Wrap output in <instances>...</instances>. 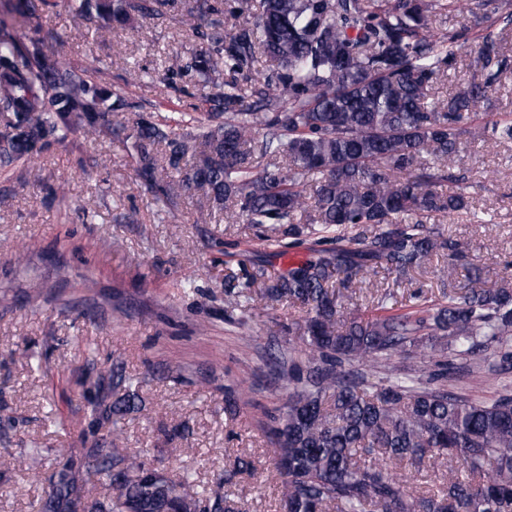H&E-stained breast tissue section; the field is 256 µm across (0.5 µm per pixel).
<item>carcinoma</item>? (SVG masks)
I'll return each mask as SVG.
<instances>
[{
  "label": "carcinoma",
  "instance_id": "1",
  "mask_svg": "<svg viewBox=\"0 0 512 512\" xmlns=\"http://www.w3.org/2000/svg\"><path fill=\"white\" fill-rule=\"evenodd\" d=\"M50 0H15L9 12L35 22ZM75 13L107 34L181 0H72ZM463 0H262L253 25L224 31L219 21L199 33L200 46L174 69L212 79L224 68L249 70L257 56L270 72L246 95L233 80L215 83L203 107L172 123L140 113L123 120L130 104L100 80L101 69L62 66L48 31L28 41L0 20V164H28L54 144L81 132L89 138L116 125L131 142L136 171L165 204L202 191L210 208L198 222L220 215L270 231L300 236L334 232L321 249L286 273L262 282L275 303L298 306L304 322L281 329L300 333L307 365L275 356L270 363L288 397L270 416L267 437L276 454L284 512H512V387L490 401L454 391L452 382L485 369L512 372V281L414 302L397 313L393 294L375 313L345 318L332 277L349 288L378 267L404 274L440 252L465 257L466 245L428 231L419 218L466 212L485 222L462 192L445 193L461 145L481 138L477 123L488 90L512 69L490 32L437 37L436 10ZM474 43L483 73L472 76L439 106L434 85ZM270 161L257 170L254 154ZM436 160L418 168L423 154ZM314 205L308 222L307 189ZM363 227L354 238L350 227ZM448 350L425 379L415 360ZM403 361L392 362L395 355ZM126 398L110 401L112 385ZM139 398L123 367L87 399L91 426ZM446 464L452 476L436 491L412 490L402 469ZM117 473L116 503L87 500L85 476ZM134 473L131 479L128 474ZM239 512L233 500L207 498L189 479L176 485L112 443L69 452L52 477L38 512Z\"/></svg>",
  "mask_w": 512,
  "mask_h": 512
}]
</instances>
